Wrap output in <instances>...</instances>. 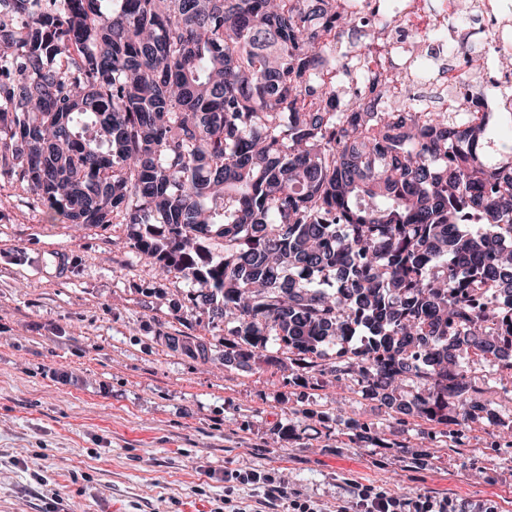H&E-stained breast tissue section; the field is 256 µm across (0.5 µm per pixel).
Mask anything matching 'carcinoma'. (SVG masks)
Segmentation results:
<instances>
[{
  "instance_id": "1",
  "label": "carcinoma",
  "mask_w": 512,
  "mask_h": 512,
  "mask_svg": "<svg viewBox=\"0 0 512 512\" xmlns=\"http://www.w3.org/2000/svg\"><path fill=\"white\" fill-rule=\"evenodd\" d=\"M334 2L0 0V175L53 220L121 219L234 320L226 361L334 345L364 396L400 411L416 379L421 420L512 429L472 377L512 370V112L387 103L395 74L338 109Z\"/></svg>"
}]
</instances>
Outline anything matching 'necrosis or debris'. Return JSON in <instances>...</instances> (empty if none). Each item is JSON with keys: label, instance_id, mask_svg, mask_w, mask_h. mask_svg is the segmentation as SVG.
Returning a JSON list of instances; mask_svg holds the SVG:
<instances>
[{"label": "necrosis or debris", "instance_id": "necrosis-or-debris-1", "mask_svg": "<svg viewBox=\"0 0 512 512\" xmlns=\"http://www.w3.org/2000/svg\"><path fill=\"white\" fill-rule=\"evenodd\" d=\"M339 11L371 21L370 41L348 60L361 59V77L374 74L399 79L390 84V97L423 101L424 77L441 88L429 109L446 112H512V73L496 69L493 61L512 51V5L504 0H336ZM425 41L432 55L447 54L453 66L425 74L411 53V38ZM425 101V100H424Z\"/></svg>", "mask_w": 512, "mask_h": 512}]
</instances>
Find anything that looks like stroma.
Wrapping results in <instances>:
<instances>
[{
    "mask_svg": "<svg viewBox=\"0 0 512 512\" xmlns=\"http://www.w3.org/2000/svg\"><path fill=\"white\" fill-rule=\"evenodd\" d=\"M196 291L159 276L125 225L50 220L0 178V512H225L228 496L252 512L264 487L226 491L234 470L280 477L326 512L357 483L512 512V437L495 422L455 441L275 348L225 363L233 324ZM172 336L204 340L207 357Z\"/></svg>",
    "mask_w": 512,
    "mask_h": 512,
    "instance_id": "obj_1",
    "label": "stroma"
}]
</instances>
